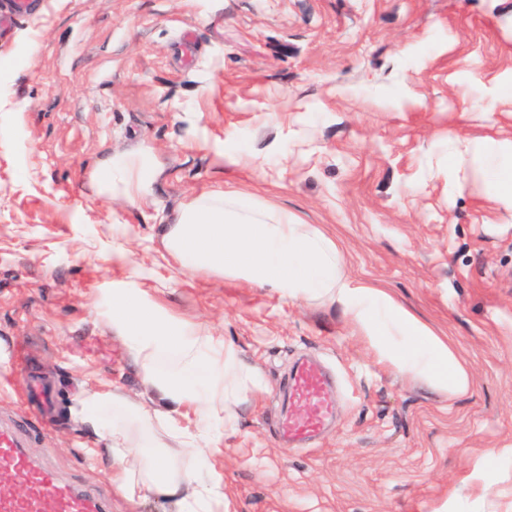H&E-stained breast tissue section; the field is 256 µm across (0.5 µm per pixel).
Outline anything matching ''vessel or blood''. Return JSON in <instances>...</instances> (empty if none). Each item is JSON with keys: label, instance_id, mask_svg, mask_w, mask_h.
<instances>
[{"label": "vessel or blood", "instance_id": "obj_1", "mask_svg": "<svg viewBox=\"0 0 512 512\" xmlns=\"http://www.w3.org/2000/svg\"><path fill=\"white\" fill-rule=\"evenodd\" d=\"M302 413L289 415L280 431L289 443L301 444L322 432L336 411L326 371L316 363L298 364L288 380ZM24 417L0 421V512H105L104 505L60 479L46 462L24 451Z\"/></svg>", "mask_w": 512, "mask_h": 512}]
</instances>
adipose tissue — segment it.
<instances>
[{"label":"adipose tissue","mask_w":512,"mask_h":512,"mask_svg":"<svg viewBox=\"0 0 512 512\" xmlns=\"http://www.w3.org/2000/svg\"><path fill=\"white\" fill-rule=\"evenodd\" d=\"M483 176L492 201L512 210V141L488 153ZM154 172L145 158H106L90 173L98 196L146 197ZM113 263L129 275L113 281L97 315L118 337L150 395L143 404L120 387L79 396L72 415L105 443L112 482L129 498L160 502L165 512H223L224 482L210 464L240 427L242 405L264 389L238 347L202 323L184 319L149 292V272L133 266L116 227ZM162 256L192 279L224 278L282 297L340 309L378 359L439 393L469 392L471 374L448 337L375 283L351 277L344 248L316 224L238 190L203 192L162 225Z\"/></svg>","instance_id":"obj_1"}]
</instances>
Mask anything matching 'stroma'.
<instances>
[{
  "label": "stroma",
  "mask_w": 512,
  "mask_h": 512,
  "mask_svg": "<svg viewBox=\"0 0 512 512\" xmlns=\"http://www.w3.org/2000/svg\"><path fill=\"white\" fill-rule=\"evenodd\" d=\"M510 78L512 0H42L0 38V417L23 413L32 459L109 512H162L114 489L70 413L112 382L148 398L96 317L127 224L159 302L264 375L212 459L224 512H512V211L448 165L449 135L512 140V100L485 101ZM109 154L150 159L146 201L94 195ZM216 186L333 231L351 276L454 341L470 392L398 375L339 310L160 265L163 218ZM303 356L330 368L337 416L291 448Z\"/></svg>",
  "instance_id": "35a3bbf8"
}]
</instances>
